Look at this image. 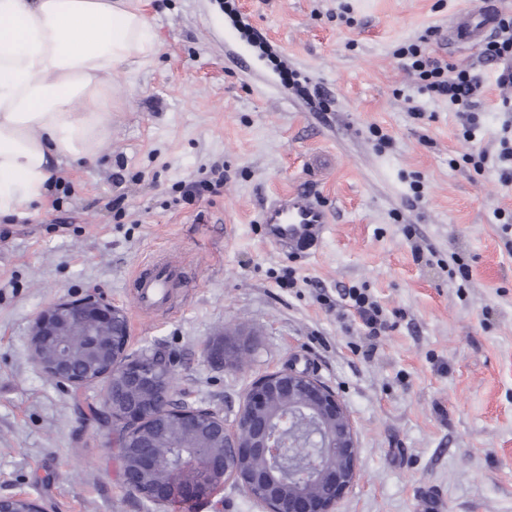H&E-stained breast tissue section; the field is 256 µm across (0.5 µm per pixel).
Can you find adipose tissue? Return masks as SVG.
Here are the masks:
<instances>
[{
  "instance_id": "ef3b65f1",
  "label": "adipose tissue",
  "mask_w": 512,
  "mask_h": 512,
  "mask_svg": "<svg viewBox=\"0 0 512 512\" xmlns=\"http://www.w3.org/2000/svg\"><path fill=\"white\" fill-rule=\"evenodd\" d=\"M156 52L138 0H0V217L36 211L54 168L98 159L113 74Z\"/></svg>"
}]
</instances>
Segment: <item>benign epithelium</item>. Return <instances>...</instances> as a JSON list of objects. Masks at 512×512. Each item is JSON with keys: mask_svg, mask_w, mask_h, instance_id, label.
<instances>
[{"mask_svg": "<svg viewBox=\"0 0 512 512\" xmlns=\"http://www.w3.org/2000/svg\"><path fill=\"white\" fill-rule=\"evenodd\" d=\"M82 329L86 354L112 358V369L94 376L76 370L68 337ZM247 349L244 338L224 339V363L236 362ZM30 350L37 365L60 383L80 389L106 382L105 410L120 430L115 447L124 485L156 505L173 499L207 502L232 481L264 512H335L358 477L356 433L343 403L328 386L292 366L254 380L228 424L218 410L174 400L166 380L174 370L170 357L160 348L128 353L126 314L96 294L62 297L38 313ZM169 415L178 419L186 437L206 429L224 439V447L199 445L182 459L175 480L149 484L157 458L147 443L136 445L132 437ZM303 425L313 429L314 444L286 471L290 434ZM311 483L322 485V494L304 492Z\"/></svg>", "mask_w": 512, "mask_h": 512, "instance_id": "obj_1", "label": "benign epithelium"}]
</instances>
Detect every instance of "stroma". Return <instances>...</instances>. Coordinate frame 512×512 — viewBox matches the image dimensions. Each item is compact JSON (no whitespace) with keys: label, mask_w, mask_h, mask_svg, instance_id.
<instances>
[{"label":"stroma","mask_w":512,"mask_h":512,"mask_svg":"<svg viewBox=\"0 0 512 512\" xmlns=\"http://www.w3.org/2000/svg\"><path fill=\"white\" fill-rule=\"evenodd\" d=\"M479 2L142 0L159 51L114 75L99 158L59 171L34 214L0 218V497L262 512L231 481L173 508L125 490L112 429L86 416L104 382L58 383L29 346L39 311L93 292L126 310L130 353H170L176 389L225 418L291 363L332 388L359 448L336 512H512V185L464 162L462 118L397 56L424 36L480 75L477 136L495 153L507 95L484 47L442 45L450 14ZM215 166L223 186L196 191ZM287 189L328 212L311 253L263 240L259 214ZM156 256L194 275L170 316L133 302L130 275ZM344 288L378 301L385 332L343 311ZM238 328L248 362L210 361Z\"/></svg>","instance_id":"35a3bbf8"}]
</instances>
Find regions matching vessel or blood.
Returning <instances> with one entry per match:
<instances>
[{"label":"vessel or blood","instance_id":"vessel-or-blood-1","mask_svg":"<svg viewBox=\"0 0 512 512\" xmlns=\"http://www.w3.org/2000/svg\"><path fill=\"white\" fill-rule=\"evenodd\" d=\"M499 0L455 12L448 21V40L464 46L485 41L501 16ZM260 220L269 244L300 250L316 246L326 232V210L312 195L293 191L278 195L262 209ZM174 271L169 261L157 260L139 267L132 276L136 306L142 312L169 313Z\"/></svg>","mask_w":512,"mask_h":512}]
</instances>
